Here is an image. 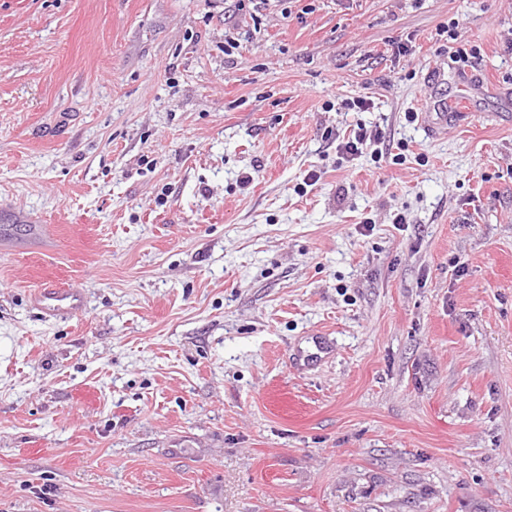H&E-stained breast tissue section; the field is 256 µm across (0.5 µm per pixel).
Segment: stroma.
Instances as JSON below:
<instances>
[{
	"label": "stroma",
	"instance_id": "stroma-1",
	"mask_svg": "<svg viewBox=\"0 0 512 512\" xmlns=\"http://www.w3.org/2000/svg\"><path fill=\"white\" fill-rule=\"evenodd\" d=\"M0 512H512V0H0ZM471 89L461 86L451 97L434 100L432 103L426 101L423 111L420 112L421 120L428 133L438 135L444 127H448V117H472L475 116L474 99ZM35 307L46 319L75 315L86 307L87 296L83 291L67 288H41L33 297Z\"/></svg>",
	"mask_w": 512,
	"mask_h": 512
}]
</instances>
